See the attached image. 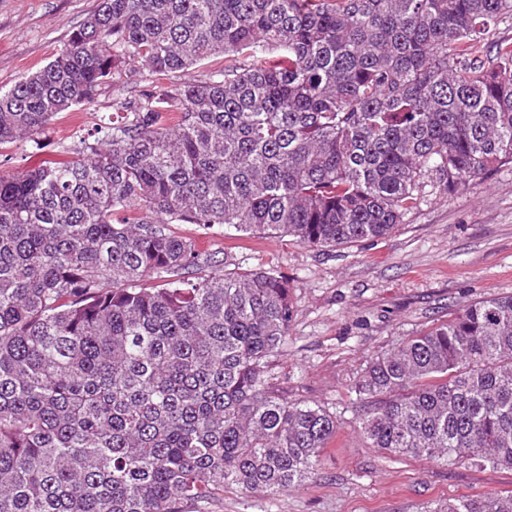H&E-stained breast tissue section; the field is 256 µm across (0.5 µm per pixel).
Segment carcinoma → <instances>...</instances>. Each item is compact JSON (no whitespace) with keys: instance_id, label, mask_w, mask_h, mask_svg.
I'll use <instances>...</instances> for the list:
<instances>
[{"instance_id":"1","label":"carcinoma","mask_w":512,"mask_h":512,"mask_svg":"<svg viewBox=\"0 0 512 512\" xmlns=\"http://www.w3.org/2000/svg\"><path fill=\"white\" fill-rule=\"evenodd\" d=\"M512 0H98L0 91V149L134 65L224 68L112 104L69 162L0 172V512H202L279 494L336 434L290 399L288 281L198 265L173 224L334 247L389 234L431 173L512 165ZM369 447L512 468V295L367 363ZM431 512H512V495Z\"/></svg>"}]
</instances>
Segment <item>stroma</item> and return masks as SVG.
<instances>
[{
	"instance_id": "1",
	"label": "stroma",
	"mask_w": 512,
	"mask_h": 512,
	"mask_svg": "<svg viewBox=\"0 0 512 512\" xmlns=\"http://www.w3.org/2000/svg\"><path fill=\"white\" fill-rule=\"evenodd\" d=\"M98 0H0V88L45 65ZM123 72L87 109L64 112L42 141L68 160L79 136L115 99L151 89ZM202 255L227 269H267L287 277L294 307L287 348L273 374L289 398L316 402L339 426L314 474L270 495L226 487L208 512H431L457 499L512 491V469L394 457L368 447L353 423L363 400L362 369L404 337L448 321L466 303L512 295V168L448 191L429 177L403 224L383 238L334 248L278 235L177 224Z\"/></svg>"
}]
</instances>
